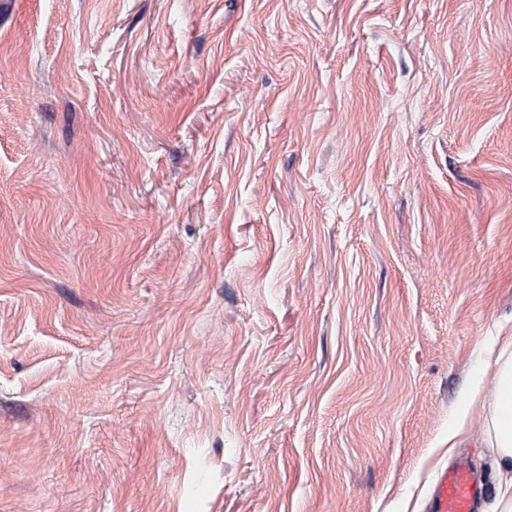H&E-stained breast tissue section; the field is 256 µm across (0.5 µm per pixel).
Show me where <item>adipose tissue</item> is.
Returning <instances> with one entry per match:
<instances>
[{"label": "adipose tissue", "instance_id": "adipose-tissue-1", "mask_svg": "<svg viewBox=\"0 0 512 512\" xmlns=\"http://www.w3.org/2000/svg\"><path fill=\"white\" fill-rule=\"evenodd\" d=\"M494 358L496 394L490 406V437L497 450V466L501 477L500 512H512V336L502 344H491L487 350Z\"/></svg>", "mask_w": 512, "mask_h": 512}]
</instances>
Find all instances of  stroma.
<instances>
[{
  "label": "stroma",
  "instance_id": "1",
  "mask_svg": "<svg viewBox=\"0 0 512 512\" xmlns=\"http://www.w3.org/2000/svg\"><path fill=\"white\" fill-rule=\"evenodd\" d=\"M512 0H0V512H498ZM485 495L482 476L460 459L437 474L428 512H474L475 504Z\"/></svg>",
  "mask_w": 512,
  "mask_h": 512
}]
</instances>
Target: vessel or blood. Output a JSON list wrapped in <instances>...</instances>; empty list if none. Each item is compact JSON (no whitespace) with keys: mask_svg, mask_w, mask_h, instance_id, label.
Masks as SVG:
<instances>
[{"mask_svg":"<svg viewBox=\"0 0 512 512\" xmlns=\"http://www.w3.org/2000/svg\"><path fill=\"white\" fill-rule=\"evenodd\" d=\"M486 495V484L466 460L440 471L435 480L429 512H474Z\"/></svg>","mask_w":512,"mask_h":512,"instance_id":"obj_1","label":"vessel or blood"}]
</instances>
